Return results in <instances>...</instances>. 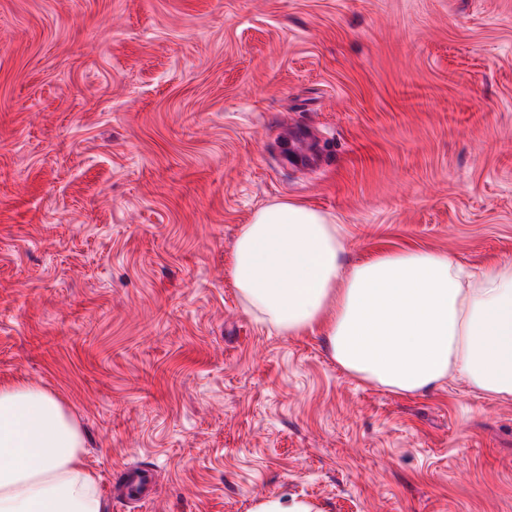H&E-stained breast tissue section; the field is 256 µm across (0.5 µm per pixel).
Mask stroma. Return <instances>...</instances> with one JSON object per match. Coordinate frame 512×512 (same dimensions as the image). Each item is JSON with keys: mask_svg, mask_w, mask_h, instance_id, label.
Instances as JSON below:
<instances>
[{"mask_svg": "<svg viewBox=\"0 0 512 512\" xmlns=\"http://www.w3.org/2000/svg\"><path fill=\"white\" fill-rule=\"evenodd\" d=\"M284 200L350 265L511 261L512 0H0V383L79 423L105 512H512V401L244 309L235 240ZM252 512H318L310 503L295 494L281 492L259 496Z\"/></svg>", "mask_w": 512, "mask_h": 512, "instance_id": "obj_1", "label": "stroma"}]
</instances>
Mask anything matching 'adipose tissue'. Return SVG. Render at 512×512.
<instances>
[{"label":"adipose tissue","instance_id":"ef3b65f1","mask_svg":"<svg viewBox=\"0 0 512 512\" xmlns=\"http://www.w3.org/2000/svg\"><path fill=\"white\" fill-rule=\"evenodd\" d=\"M340 225L277 202L244 225L231 277L244 308L296 336L315 330L349 375L417 394L457 377L512 400V261L479 274L409 250L344 267ZM0 512H103L78 424L44 389L0 385Z\"/></svg>","mask_w":512,"mask_h":512}]
</instances>
